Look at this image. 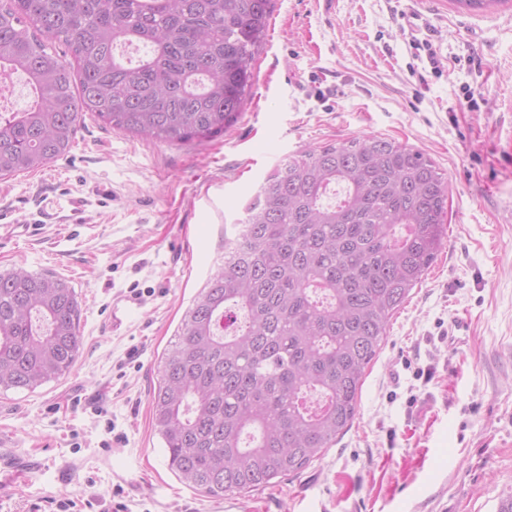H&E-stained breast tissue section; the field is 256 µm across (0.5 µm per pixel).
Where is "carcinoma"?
Instances as JSON below:
<instances>
[{
    "instance_id": "obj_1",
    "label": "carcinoma",
    "mask_w": 512,
    "mask_h": 512,
    "mask_svg": "<svg viewBox=\"0 0 512 512\" xmlns=\"http://www.w3.org/2000/svg\"><path fill=\"white\" fill-rule=\"evenodd\" d=\"M271 13L272 0H0V78H22L29 98L0 118V177L65 154L87 113L168 143L224 133ZM447 199L423 153L377 135L304 149L266 178L163 358L152 421L179 480L220 499L296 474L336 442L442 245ZM80 319L64 279L0 272V390L66 374Z\"/></svg>"
}]
</instances>
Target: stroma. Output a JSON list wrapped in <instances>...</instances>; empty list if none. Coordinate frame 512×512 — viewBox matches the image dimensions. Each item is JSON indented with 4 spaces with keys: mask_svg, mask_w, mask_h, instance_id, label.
Segmentation results:
<instances>
[{
    "mask_svg": "<svg viewBox=\"0 0 512 512\" xmlns=\"http://www.w3.org/2000/svg\"><path fill=\"white\" fill-rule=\"evenodd\" d=\"M362 134L446 178L443 246L335 444L274 486L208 497L153 426L161 358L256 186ZM19 266L75 288L82 345L59 379L0 391V512H497L512 495V0H273L224 134L172 144L88 116L46 168L0 178V270Z\"/></svg>",
    "mask_w": 512,
    "mask_h": 512,
    "instance_id": "35a3bbf8",
    "label": "stroma"
}]
</instances>
